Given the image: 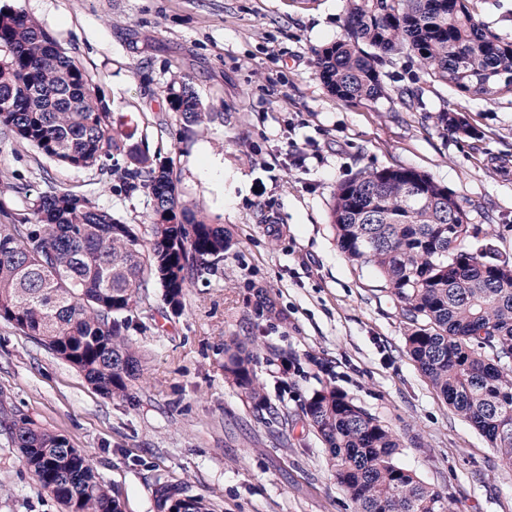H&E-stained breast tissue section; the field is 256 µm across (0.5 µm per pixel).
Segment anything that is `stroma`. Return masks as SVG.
I'll return each mask as SVG.
<instances>
[{
    "mask_svg": "<svg viewBox=\"0 0 512 512\" xmlns=\"http://www.w3.org/2000/svg\"><path fill=\"white\" fill-rule=\"evenodd\" d=\"M345 0H0L40 22L93 77L126 147L171 163L182 203L236 241L189 288L181 314L149 283L132 334L140 372L124 396L97 392L73 366L0 321V398L67 439L121 512H158V484L183 483L212 512H354L302 405L328 387L395 430L401 462L452 493L458 512H512V470L457 416L405 349L400 307L375 271L341 252L330 213L339 183L365 169L430 175L468 221L512 258V96L463 98L402 58L380 69L393 95L342 101L319 80L317 50L344 35ZM512 41V0H469ZM187 77L205 128L172 112L165 87ZM464 112L475 136L439 113ZM109 165L84 169L0 132V193L29 212L54 188L87 196L151 240L146 190ZM277 234H270V227ZM282 320H255L258 289ZM255 337L259 382L285 415L257 412L224 379V346ZM0 512H64L0 432Z\"/></svg>",
    "mask_w": 512,
    "mask_h": 512,
    "instance_id": "35a3bbf8",
    "label": "stroma"
}]
</instances>
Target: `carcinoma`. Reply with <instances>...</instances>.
I'll return each mask as SVG.
<instances>
[{"mask_svg": "<svg viewBox=\"0 0 512 512\" xmlns=\"http://www.w3.org/2000/svg\"><path fill=\"white\" fill-rule=\"evenodd\" d=\"M346 35L316 51V74L342 101L391 96L378 70L382 56L416 59L432 81L459 95L495 100L512 95V41L486 31L468 0H346ZM0 128L41 155L92 169L121 153L109 132L110 112L91 75L44 27L0 9ZM169 108L189 126L209 114L188 82L166 90ZM438 123L472 135L460 112ZM118 170L130 190L152 200V240L90 198L54 188L38 197L19 223L0 224V320L38 340L99 391L127 395L138 360L130 345L131 313L152 280L174 313L193 280L212 275L232 247L224 227L182 206L173 167L126 152ZM339 248L372 267L400 304L405 348L433 388L512 466V261L467 220L464 206L425 173L389 166L341 182L331 210ZM225 379L257 411L276 418L257 379L249 342L225 348ZM304 416L325 445L336 483L355 512H455L446 490L422 483L399 458L398 435L336 390L314 392ZM8 431L39 485L67 512H114L112 497L90 462L62 436L41 429L0 400ZM187 485L162 484L158 512H209L200 498L181 497Z\"/></svg>", "mask_w": 512, "mask_h": 512, "instance_id": "1", "label": "carcinoma"}]
</instances>
